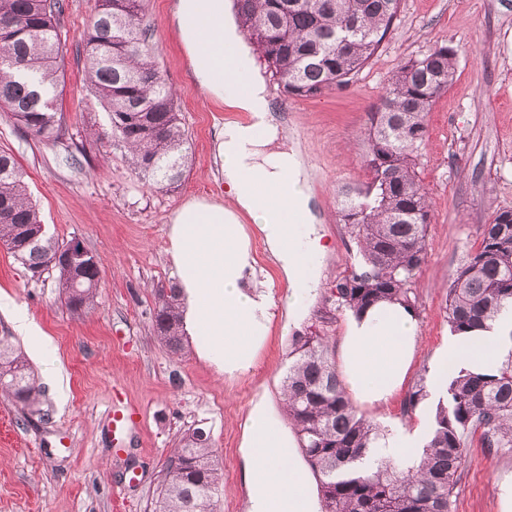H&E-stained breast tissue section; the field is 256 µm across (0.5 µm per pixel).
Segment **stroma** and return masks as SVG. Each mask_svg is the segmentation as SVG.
<instances>
[{
    "label": "stroma",
    "mask_w": 512,
    "mask_h": 512,
    "mask_svg": "<svg viewBox=\"0 0 512 512\" xmlns=\"http://www.w3.org/2000/svg\"><path fill=\"white\" fill-rule=\"evenodd\" d=\"M174 0H148L150 42L158 66L177 93L190 150L181 186L150 188L124 153L110 144L108 116L90 88L82 39L94 0H64L59 34L62 131L55 141L23 133L0 109V151L20 165L28 192L49 235L79 238L101 270L94 309L73 313L61 302L56 276L30 280L24 265L0 244V334L15 335L41 393L22 413L0 394V512H154L165 465L188 428L205 426L223 468L216 512H248L243 430L256 401L282 412L281 384L296 336L322 326L339 336L344 314L322 323L329 288L354 260L356 247L340 217L337 190L366 180L368 113L398 65L439 44L459 49L452 85L428 116L420 177L432 222L428 258L413 284L417 296L416 359L405 385L413 390L433 354L450 336L444 311L448 280L477 247L493 212L512 209V0H401L394 30L350 85L324 96L286 98L256 62L276 115L310 172L308 190L322 241L320 287L308 314L288 322V288L260 237L252 244L258 278L271 284L276 316L254 366L229 378L197 354L204 339L188 337L183 355L170 354L154 335L156 292L176 283L168 228L192 199L221 200L218 156L226 122L246 113L208 98L195 84L173 23ZM28 312L56 354H31L16 335L11 308ZM136 413L125 446L115 449L109 414ZM512 474V452L469 448L457 484L454 512H498L497 482Z\"/></svg>",
    "instance_id": "1"
}]
</instances>
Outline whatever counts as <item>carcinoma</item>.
Instances as JSON below:
<instances>
[{
    "mask_svg": "<svg viewBox=\"0 0 512 512\" xmlns=\"http://www.w3.org/2000/svg\"><path fill=\"white\" fill-rule=\"evenodd\" d=\"M400 0H233L240 31L283 93L310 99L346 88L379 51ZM62 0H0V102L36 137L56 140L60 79L58 23ZM147 0H95L82 41L86 80L106 108L113 145L134 172L158 190L181 184L189 140L176 95L163 77L147 34ZM457 50L446 44L409 58L388 78L369 113L365 135L369 173L360 186L338 190L341 217L360 261L330 289L336 311L360 313L381 301L415 310L414 279L427 261L429 197L419 173L427 116L452 85ZM481 242L453 272L445 313L451 332L472 336L512 309V210L482 225ZM0 242L40 280L56 273L72 312L95 304L100 268L84 251L64 256L47 235L14 157L0 152ZM156 336L173 354L185 350L175 288L157 293ZM507 354L492 369L461 368L438 401L423 459L404 471L360 464L382 430L348 396L331 357L329 337L297 336L282 382L283 400L301 452L318 481L322 512H453V493L466 449L512 451V331ZM0 389L21 410L40 387L10 337L0 336ZM188 429L169 457L155 512H214L223 481L211 436Z\"/></svg>",
    "mask_w": 512,
    "mask_h": 512,
    "instance_id": "carcinoma-1",
    "label": "carcinoma"
}]
</instances>
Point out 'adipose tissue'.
Segmentation results:
<instances>
[{
  "mask_svg": "<svg viewBox=\"0 0 512 512\" xmlns=\"http://www.w3.org/2000/svg\"><path fill=\"white\" fill-rule=\"evenodd\" d=\"M173 17L199 88L250 116L246 123H225L220 135L224 201L184 203L168 231L183 329L207 337L204 354L233 377L253 366L273 319L272 296L255 278L252 233H259L289 288L288 313L296 323L306 317L320 286L318 265L326 246L314 222L307 174L295 151L279 142L272 100L265 84L253 78V62L239 50L236 30L224 21V0H177ZM228 46L235 50L229 60L224 57ZM511 328L512 311L478 336L449 339L435 355L430 388L444 390L455 366L496 362L504 353L501 337ZM416 337L413 313L397 304L347 315L335 350L354 401L379 410L391 404L410 373ZM425 434L418 419L392 427L368 460L415 468ZM242 445L251 460L245 474L249 512H317L310 473L299 460V440L264 402L252 406Z\"/></svg>",
  "mask_w": 512,
  "mask_h": 512,
  "instance_id": "ef3b65f1",
  "label": "adipose tissue"
}]
</instances>
